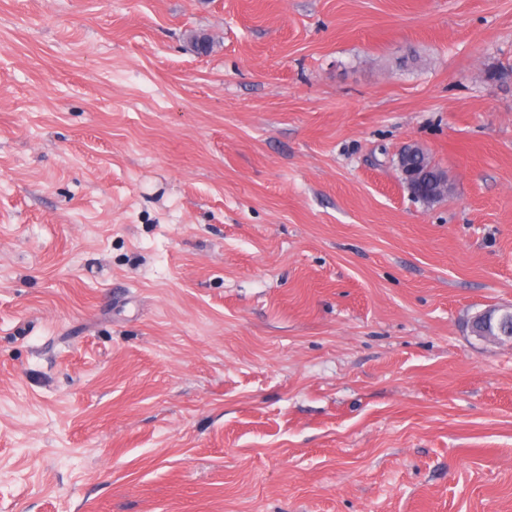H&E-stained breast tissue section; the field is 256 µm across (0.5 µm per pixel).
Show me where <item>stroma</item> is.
Listing matches in <instances>:
<instances>
[{"label":"stroma","mask_w":512,"mask_h":512,"mask_svg":"<svg viewBox=\"0 0 512 512\" xmlns=\"http://www.w3.org/2000/svg\"><path fill=\"white\" fill-rule=\"evenodd\" d=\"M510 65L512 0H0V512H512ZM426 149L416 141L404 143L396 153L395 165L400 170L406 182V189L420 197L425 204H432L440 198L442 189L448 188L447 174L443 175L433 169L430 164L426 168L413 162V157L418 151ZM497 312V313H496ZM498 325V334H492V325ZM503 328L505 332L503 331ZM471 332L480 340L505 344L512 343V306L486 310L476 314L471 321Z\"/></svg>","instance_id":"stroma-1"}]
</instances>
